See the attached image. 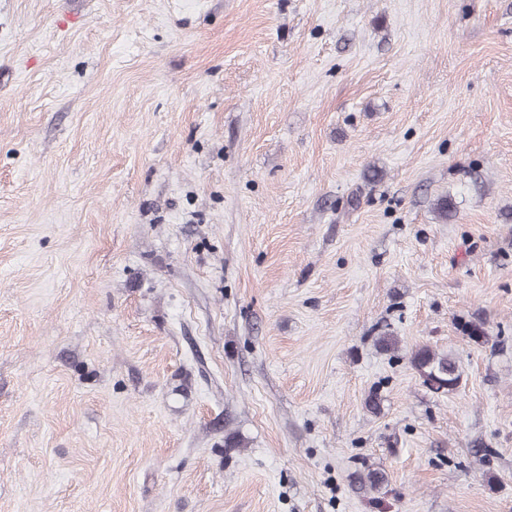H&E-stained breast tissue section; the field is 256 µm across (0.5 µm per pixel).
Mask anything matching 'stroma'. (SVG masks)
<instances>
[{
	"mask_svg": "<svg viewBox=\"0 0 512 512\" xmlns=\"http://www.w3.org/2000/svg\"><path fill=\"white\" fill-rule=\"evenodd\" d=\"M0 512H512V0H0ZM408 355L411 365L430 390L449 392L457 388L461 375L452 354L438 352L430 346L422 345L411 349Z\"/></svg>",
	"mask_w": 512,
	"mask_h": 512,
	"instance_id": "35a3bbf8",
	"label": "stroma"
}]
</instances>
